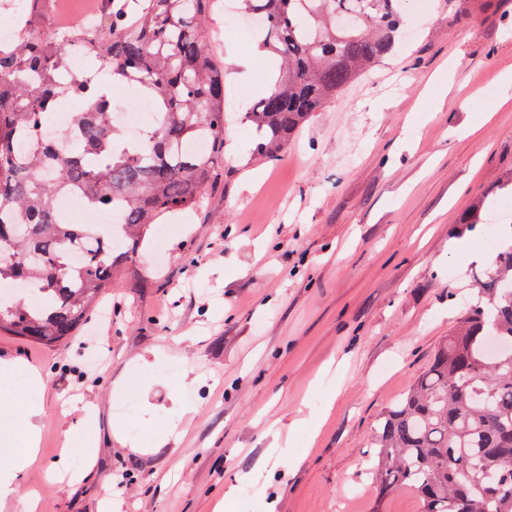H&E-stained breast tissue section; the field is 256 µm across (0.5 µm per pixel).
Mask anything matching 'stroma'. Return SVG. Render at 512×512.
Returning a JSON list of instances; mask_svg holds the SVG:
<instances>
[{
  "mask_svg": "<svg viewBox=\"0 0 512 512\" xmlns=\"http://www.w3.org/2000/svg\"><path fill=\"white\" fill-rule=\"evenodd\" d=\"M232 24L216 5L224 62L252 55ZM402 28L279 160L232 115L219 190L153 226L75 336L0 331V357L45 380L0 404L44 411L0 512H420L407 490L376 499L372 442L474 300L485 227L461 214L491 189L512 202V0H407Z\"/></svg>",
  "mask_w": 512,
  "mask_h": 512,
  "instance_id": "35a3bbf8",
  "label": "stroma"
}]
</instances>
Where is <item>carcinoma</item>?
I'll list each match as a JSON object with an SVG mask.
<instances>
[{
    "label": "carcinoma",
    "mask_w": 512,
    "mask_h": 512,
    "mask_svg": "<svg viewBox=\"0 0 512 512\" xmlns=\"http://www.w3.org/2000/svg\"><path fill=\"white\" fill-rule=\"evenodd\" d=\"M27 24L0 50V288L19 284L39 306L0 298V330L42 345L73 335L128 269L152 224L198 206L224 181V67L205 38L215 0H105L98 30H54L42 0H23ZM264 21L259 45L278 76L242 119L257 155L279 159L303 124L391 52L406 0H236ZM97 62L78 88L60 74L69 46ZM115 85L152 101L158 125L121 137L110 119ZM81 97L74 150L43 138L52 108ZM207 141L205 150L182 145ZM108 205L119 224H71L57 198ZM478 293L426 372L381 418L372 467L378 501L413 490L421 512H512V245L476 278Z\"/></svg>",
    "instance_id": "cac0c4a2"
}]
</instances>
